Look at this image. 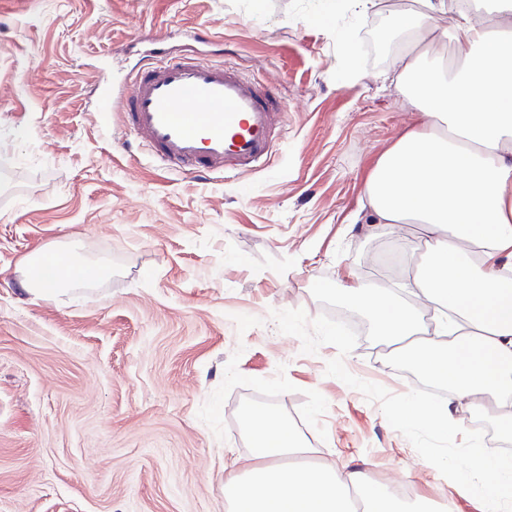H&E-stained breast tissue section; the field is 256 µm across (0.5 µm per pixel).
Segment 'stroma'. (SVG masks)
Returning a JSON list of instances; mask_svg holds the SVG:
<instances>
[{
	"label": "stroma",
	"mask_w": 512,
	"mask_h": 512,
	"mask_svg": "<svg viewBox=\"0 0 512 512\" xmlns=\"http://www.w3.org/2000/svg\"><path fill=\"white\" fill-rule=\"evenodd\" d=\"M411 0L327 17V0H0V512H225L224 462L249 457L239 406L269 408L318 460L375 487L404 484L432 512H478L377 403L326 376L337 349L302 351L272 312L353 311L336 282L413 278L381 257L419 227L365 224L366 185L419 122L373 57L378 18ZM237 66L284 102L268 162L205 179L160 169L113 138L121 90L158 53ZM49 247L112 268L60 300L18 286ZM364 323L344 360L403 394Z\"/></svg>",
	"instance_id": "35a3bbf8"
}]
</instances>
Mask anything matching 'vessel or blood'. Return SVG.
<instances>
[{
	"instance_id": "obj_1",
	"label": "vessel or blood",
	"mask_w": 512,
	"mask_h": 512,
	"mask_svg": "<svg viewBox=\"0 0 512 512\" xmlns=\"http://www.w3.org/2000/svg\"><path fill=\"white\" fill-rule=\"evenodd\" d=\"M100 109L120 111L164 169L200 177L264 164L283 104L234 65L182 54L145 64L119 93L103 92Z\"/></svg>"
}]
</instances>
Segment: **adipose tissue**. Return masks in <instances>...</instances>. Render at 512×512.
<instances>
[{"label": "adipose tissue", "mask_w": 512, "mask_h": 512, "mask_svg": "<svg viewBox=\"0 0 512 512\" xmlns=\"http://www.w3.org/2000/svg\"><path fill=\"white\" fill-rule=\"evenodd\" d=\"M392 17L422 48L404 55L395 77L420 117L380 158L366 196L369 223L394 232L420 227L427 259L412 299L352 279L333 293L363 310L394 354L410 357L431 380L449 383L450 402L429 411L418 399L399 407L409 423L453 427L455 410L490 413L512 437V0L450 11L448 0H417ZM444 15L448 24L434 25ZM44 253L25 262L21 285L58 299L74 285L67 256L51 281L33 277ZM439 315L423 330L425 310ZM252 454L224 467L227 512H399L392 488L373 489L344 461L302 464L308 450L277 413H250Z\"/></svg>", "instance_id": "obj_1"}]
</instances>
